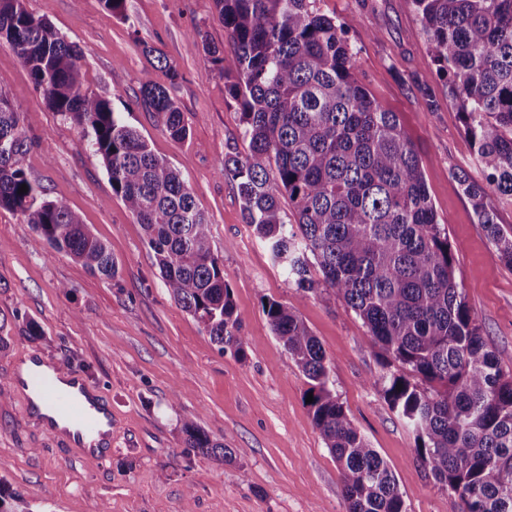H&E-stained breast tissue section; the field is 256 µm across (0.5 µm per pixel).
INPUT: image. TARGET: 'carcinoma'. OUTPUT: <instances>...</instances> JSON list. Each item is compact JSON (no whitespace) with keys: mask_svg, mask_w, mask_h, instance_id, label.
I'll use <instances>...</instances> for the list:
<instances>
[{"mask_svg":"<svg viewBox=\"0 0 512 512\" xmlns=\"http://www.w3.org/2000/svg\"><path fill=\"white\" fill-rule=\"evenodd\" d=\"M236 67L210 62L238 105L247 151L224 153L244 222L288 281L332 289L381 351L372 386L412 430L417 459L461 502L460 512H512V373L499 364L455 276L448 232L438 223L417 150L396 113L355 74L342 25L317 0H214ZM428 49L457 107L485 183L456 178L512 269V225L486 199L512 201V0H411ZM0 46L27 69L49 108L73 121L101 160L112 194L141 224L170 296L221 352L245 357L232 288L215 255L211 225L187 181L156 155L109 101L84 89L83 50L24 0H0ZM137 101L174 140L188 136L171 92L150 81ZM34 147L21 114L0 97V208L19 213L38 240L110 280L105 242L61 199L28 177ZM26 185L28 191L19 188ZM288 196L295 223L280 216ZM319 278H314L311 269ZM270 330L308 380L313 427L336 460L347 512H407L396 476L370 447L330 386V360L287 305L262 303ZM185 444L222 464L246 452L183 423ZM0 512H33L0 480Z\"/></svg>","mask_w":512,"mask_h":512,"instance_id":"carcinoma-1","label":"carcinoma"}]
</instances>
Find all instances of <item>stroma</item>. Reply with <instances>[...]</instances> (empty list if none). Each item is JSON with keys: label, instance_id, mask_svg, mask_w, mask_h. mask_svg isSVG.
Wrapping results in <instances>:
<instances>
[{"label": "stroma", "instance_id": "35a3bbf8", "mask_svg": "<svg viewBox=\"0 0 512 512\" xmlns=\"http://www.w3.org/2000/svg\"><path fill=\"white\" fill-rule=\"evenodd\" d=\"M355 47V74L397 113L420 156L439 223L456 258L468 305L506 370H512V269L502 265L454 174L483 173L456 108L436 75L410 0H318ZM84 51L82 82L109 100L152 151L186 179L211 224L212 245L241 316L245 358L220 352L168 293L143 230L113 196L99 157L80 129L52 112L16 55L0 46V94L20 112L35 142L31 180L65 200L107 243L113 279L92 275L38 244L19 214L0 208V479L33 512H347L339 467L310 419L309 384L272 335L264 301L288 304L321 342L332 388L360 432L393 468L407 512H459L413 454L414 436L371 381L381 356L361 320L332 290L289 284L243 220L237 190L219 169L242 146L239 109L204 43L227 52L213 0H126L124 17L101 0H25ZM167 60L158 65L144 52ZM428 80L439 109L421 111ZM169 88L189 130L173 141L136 101L143 82ZM41 334L23 335L28 321ZM82 371L112 406V456L81 459L64 438L26 415L13 376L30 353ZM194 421L244 456L220 465L184 444Z\"/></svg>", "mask_w": 512, "mask_h": 512}]
</instances>
